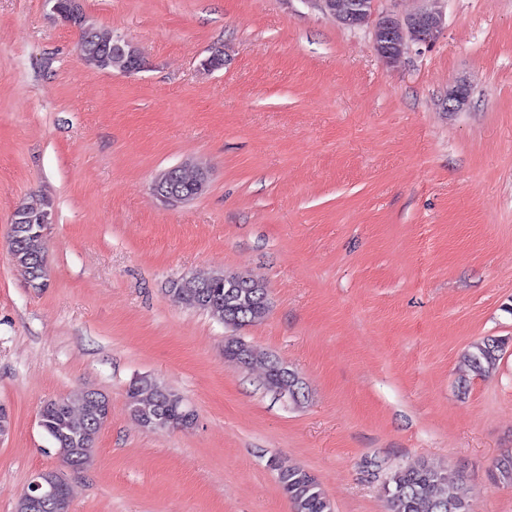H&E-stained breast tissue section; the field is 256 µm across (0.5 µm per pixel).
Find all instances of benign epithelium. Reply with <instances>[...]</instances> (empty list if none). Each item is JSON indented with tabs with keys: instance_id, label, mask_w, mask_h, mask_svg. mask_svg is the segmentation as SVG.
Returning <instances> with one entry per match:
<instances>
[{
	"instance_id": "7a95c632",
	"label": "benign epithelium",
	"mask_w": 512,
	"mask_h": 512,
	"mask_svg": "<svg viewBox=\"0 0 512 512\" xmlns=\"http://www.w3.org/2000/svg\"><path fill=\"white\" fill-rule=\"evenodd\" d=\"M52 10L67 17L84 15L82 0H48ZM337 22L351 28L371 26L374 46L379 57L389 63L400 58L409 44L429 45L437 40L444 29L443 0H426L428 5L400 18L393 14L375 12V0H306ZM112 54L127 58L128 71L143 68L141 55L127 40H112ZM467 88L459 85L448 92L447 110L457 112L467 103ZM209 171L200 166L178 165L167 169L156 178L151 190L164 203H177L188 196L201 194L208 182ZM73 469L67 462L52 472L38 471L29 481L25 495L31 512H41L53 500L59 484L66 481L64 471Z\"/></svg>"
}]
</instances>
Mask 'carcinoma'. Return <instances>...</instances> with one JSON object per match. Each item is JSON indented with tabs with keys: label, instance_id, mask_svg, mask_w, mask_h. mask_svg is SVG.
Segmentation results:
<instances>
[{
	"label": "carcinoma",
	"instance_id": "cac0c4a2",
	"mask_svg": "<svg viewBox=\"0 0 512 512\" xmlns=\"http://www.w3.org/2000/svg\"><path fill=\"white\" fill-rule=\"evenodd\" d=\"M72 26L79 31L78 51L81 58L97 68L94 42L85 33V24L75 19ZM8 249L15 263L20 266L27 281L42 279V269L37 264L45 260L46 237L36 231H28L25 225H10ZM175 302L187 308L208 313L226 327L239 328L233 320L250 323L258 322L268 313L266 288L258 287L254 281L233 274H224V279L212 283L215 300L204 302L199 299V281L194 277L180 280ZM505 340L487 336L473 342L463 354V362L476 377L489 375L496 367ZM265 389L284 397L293 404L306 399L305 384L297 373L288 371L284 379L277 373L282 364L277 360L263 363ZM171 397L175 404L168 407L172 429H185L184 413L190 406L178 393L170 390L151 376L135 379L127 391L130 413L143 427H148L145 414L154 412L161 406L165 397ZM43 430L52 442L56 454L81 468L92 464L96 439L103 426L98 407L89 403L86 395H81L77 404H69L64 410L44 408L41 410ZM272 469L276 471L278 482L292 504L293 512H334L330 500L320 484L307 470L290 464L280 458H272ZM494 477L504 484H512V450L501 453L494 462ZM457 479V474L449 469H435L427 465L395 471L384 485L386 512H467L465 502L452 494L449 489Z\"/></svg>",
	"mask_w": 512,
	"mask_h": 512
}]
</instances>
